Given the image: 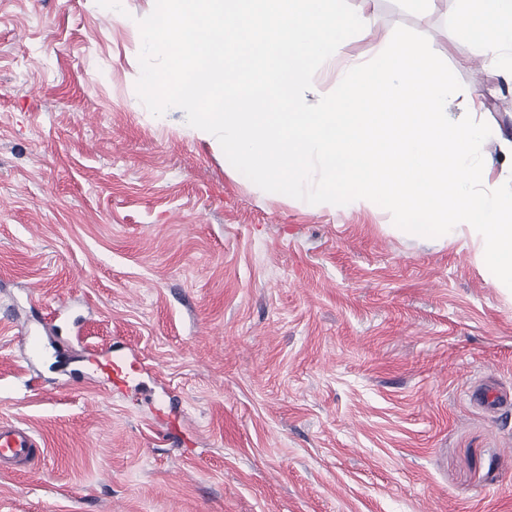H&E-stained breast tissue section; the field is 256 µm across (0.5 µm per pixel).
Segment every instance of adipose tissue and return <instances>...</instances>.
<instances>
[{
	"label": "adipose tissue",
	"instance_id": "1",
	"mask_svg": "<svg viewBox=\"0 0 512 512\" xmlns=\"http://www.w3.org/2000/svg\"><path fill=\"white\" fill-rule=\"evenodd\" d=\"M458 32L486 68L512 80V0H467Z\"/></svg>",
	"mask_w": 512,
	"mask_h": 512
}]
</instances>
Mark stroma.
Wrapping results in <instances>:
<instances>
[{
	"instance_id": "obj_1",
	"label": "stroma",
	"mask_w": 512,
	"mask_h": 512,
	"mask_svg": "<svg viewBox=\"0 0 512 512\" xmlns=\"http://www.w3.org/2000/svg\"><path fill=\"white\" fill-rule=\"evenodd\" d=\"M154 2L0 0V423L44 443L0 471V512H512V404L479 400L512 395V294L468 238L265 192L184 111L153 115L136 82ZM373 7L347 54L425 35L463 86L449 119L489 125L505 183L512 85L459 37L464 0ZM70 309L76 356L131 347L181 397L194 454L27 359L22 324L69 336Z\"/></svg>"
}]
</instances>
